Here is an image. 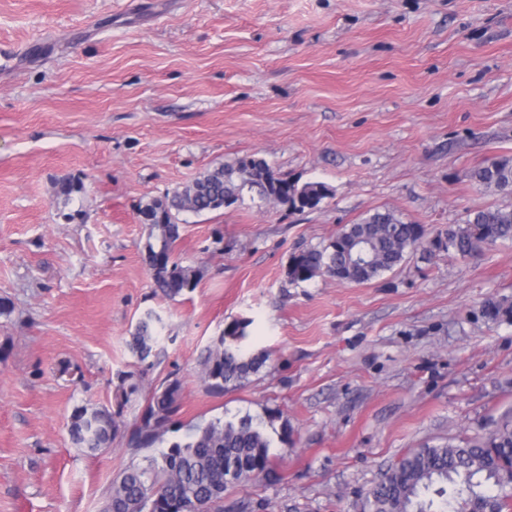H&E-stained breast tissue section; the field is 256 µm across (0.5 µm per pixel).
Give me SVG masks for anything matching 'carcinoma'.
Instances as JSON below:
<instances>
[{
    "instance_id": "obj_1",
    "label": "carcinoma",
    "mask_w": 512,
    "mask_h": 512,
    "mask_svg": "<svg viewBox=\"0 0 512 512\" xmlns=\"http://www.w3.org/2000/svg\"><path fill=\"white\" fill-rule=\"evenodd\" d=\"M470 180L483 192L512 196V157L475 167ZM245 189L294 212L317 209L333 195L323 182L288 180L266 160L246 156L146 204L142 215L151 231L145 260L155 287L166 297L182 295L201 278L200 270L174 257L180 213L223 209ZM507 242H512V203L470 211L463 223L451 224L432 237L424 225L405 221L390 209H377L343 226L326 242L296 248L287 278L293 284L317 277L364 284L394 270L416 247L466 260ZM482 315L492 322L512 323V303L488 299ZM161 324L152 311L138 321L129 340L138 361L152 356ZM250 324L228 323L205 350L201 365L210 391L222 393L244 385L267 362L265 353H251L243 346ZM138 390L133 375H121L120 405ZM181 396L177 379L153 392L131 438L135 450L151 448L182 428L177 419ZM117 430L115 415L106 408L81 406L71 419L73 442L93 453L106 450ZM272 445L263 424L250 416L193 425L183 439L123 469L111 483L102 512H224L228 488L274 478ZM362 512H512V415L485 433L409 451L363 493Z\"/></svg>"
}]
</instances>
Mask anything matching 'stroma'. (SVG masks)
I'll return each mask as SVG.
<instances>
[{
    "label": "stroma",
    "mask_w": 512,
    "mask_h": 512,
    "mask_svg": "<svg viewBox=\"0 0 512 512\" xmlns=\"http://www.w3.org/2000/svg\"><path fill=\"white\" fill-rule=\"evenodd\" d=\"M250 155L333 195L182 214L175 256L203 276L164 297L141 208ZM505 155L512 0H0V512H101L174 378L183 424L291 428L279 481L227 493L246 512H358L407 450L490 428L512 409V324L481 309L512 299V244L470 263L412 250L364 285L286 269L376 209L462 223L494 201L471 169ZM149 310L164 329L142 363L128 340ZM235 319L268 360L218 395L201 354ZM125 372L139 392L121 407ZM86 404L119 414L97 454L69 435Z\"/></svg>",
    "instance_id": "35a3bbf8"
}]
</instances>
